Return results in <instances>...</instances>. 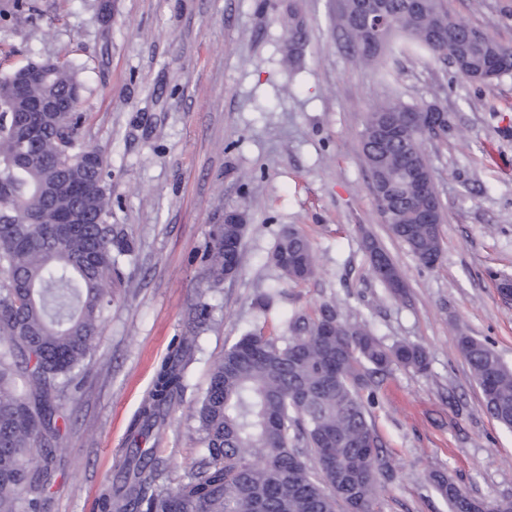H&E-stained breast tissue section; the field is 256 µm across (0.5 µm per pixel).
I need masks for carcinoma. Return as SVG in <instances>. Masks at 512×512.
Segmentation results:
<instances>
[{
    "label": "carcinoma",
    "instance_id": "cac0c4a2",
    "mask_svg": "<svg viewBox=\"0 0 512 512\" xmlns=\"http://www.w3.org/2000/svg\"><path fill=\"white\" fill-rule=\"evenodd\" d=\"M354 4L340 6L336 27L354 50L353 61L372 66L383 50L423 54L444 62L469 55L496 77L512 73V46L482 35L463 18L448 35L430 33L446 0H425L417 23L395 26L406 40L377 45L351 21ZM34 11L32 0H5L0 20ZM77 69L32 63L0 76V512H43L42 487L52 458L32 473V449L60 436L56 402L76 388L80 367L112 296L123 285L121 258L130 240L112 219L106 165L81 143L83 114ZM53 97L60 109L33 112L42 128L21 155L20 115L35 100ZM424 105L398 98L372 104L360 132L372 181L394 183L417 172L428 178L424 195L396 196L385 222L425 267L443 257L440 203L427 138L412 127L393 140L378 129L398 123ZM244 224H214L202 257V279L219 288L243 262ZM295 285L316 272L308 238L290 227L268 256ZM278 336L254 329L225 346L197 410L202 455L197 468L173 489L154 487L155 453L143 444L159 437L186 387V355L194 339L183 336L157 365L152 387L130 424L129 441L113 466L98 512H378L392 465L382 448L364 393L377 376L403 367L427 369L416 344L384 346L364 322L341 318L336 307L294 314ZM459 350L480 387L486 411L512 429V368L482 340L458 336ZM430 480L451 512H481L465 489L442 473Z\"/></svg>",
    "mask_w": 512,
    "mask_h": 512
}]
</instances>
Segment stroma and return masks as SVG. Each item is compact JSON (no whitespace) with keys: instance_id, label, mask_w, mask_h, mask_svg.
I'll return each mask as SVG.
<instances>
[{"instance_id":"obj_1","label":"stroma","mask_w":512,"mask_h":512,"mask_svg":"<svg viewBox=\"0 0 512 512\" xmlns=\"http://www.w3.org/2000/svg\"><path fill=\"white\" fill-rule=\"evenodd\" d=\"M0 28V74L34 60L80 70L84 142L104 158L112 221L134 240L83 385L61 400V437L45 512H93L112 479L157 364L197 301L210 316L196 337L183 401L157 445V483L172 489L201 458L195 411L226 344L287 317L335 305L385 346L420 345L427 373L381 377L369 411L393 476L380 512H449L429 480L440 472L473 497L512 500V430L485 411L457 345L489 342L512 367V302L491 272L512 274V75L482 85L414 56L388 79L352 64L335 23L340 0H53ZM451 14L512 44V0H448ZM400 97L434 104L451 129L428 142L447 219L443 259L422 266L384 224L360 146L368 107ZM248 216L240 272L215 289L195 258L224 210ZM311 241L317 274L295 286L267 261L281 229ZM399 268L390 296L366 240ZM276 291L268 313L258 295Z\"/></svg>"}]
</instances>
